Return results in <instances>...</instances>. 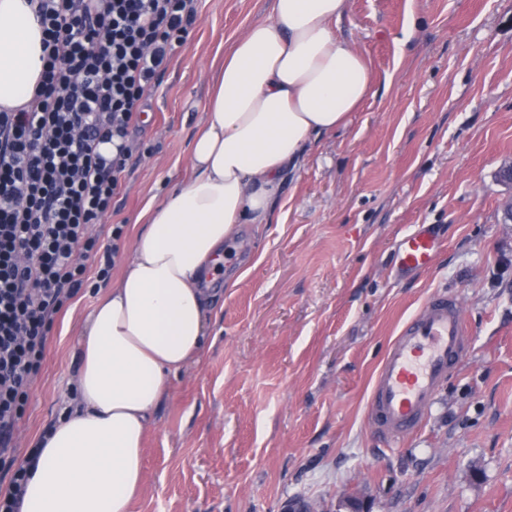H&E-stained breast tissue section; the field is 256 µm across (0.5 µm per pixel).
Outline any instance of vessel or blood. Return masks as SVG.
<instances>
[{
    "mask_svg": "<svg viewBox=\"0 0 512 512\" xmlns=\"http://www.w3.org/2000/svg\"><path fill=\"white\" fill-rule=\"evenodd\" d=\"M439 251L440 240L429 226L417 225L397 243V269L407 274L430 268ZM470 345V328L458 301L431 293L403 323L381 360L367 403L373 431L392 444L414 434Z\"/></svg>",
    "mask_w": 512,
    "mask_h": 512,
    "instance_id": "b4317fda",
    "label": "vessel or blood"
}]
</instances>
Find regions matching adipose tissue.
Returning a JSON list of instances; mask_svg holds the SVG:
<instances>
[{
    "mask_svg": "<svg viewBox=\"0 0 512 512\" xmlns=\"http://www.w3.org/2000/svg\"><path fill=\"white\" fill-rule=\"evenodd\" d=\"M349 0H270L225 53L195 132L189 175L140 213L132 252L78 342L75 403L25 461L17 512H130L144 443L169 380L206 342L207 286L242 225L267 224L304 149L347 124L374 88L336 27ZM42 28L28 0H0V108L32 99Z\"/></svg>",
    "mask_w": 512,
    "mask_h": 512,
    "instance_id": "adipose-tissue-1",
    "label": "adipose tissue"
}]
</instances>
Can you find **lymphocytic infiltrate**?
<instances>
[{
	"mask_svg": "<svg viewBox=\"0 0 512 512\" xmlns=\"http://www.w3.org/2000/svg\"><path fill=\"white\" fill-rule=\"evenodd\" d=\"M33 2L44 69L29 104L0 111V468L52 317L102 248L91 228L120 191L145 95L197 12L196 0Z\"/></svg>",
	"mask_w": 512,
	"mask_h": 512,
	"instance_id": "obj_1",
	"label": "lymphocytic infiltrate"
}]
</instances>
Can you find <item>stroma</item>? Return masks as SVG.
Here are the masks:
<instances>
[{"label": "stroma", "instance_id": "stroma-1", "mask_svg": "<svg viewBox=\"0 0 512 512\" xmlns=\"http://www.w3.org/2000/svg\"><path fill=\"white\" fill-rule=\"evenodd\" d=\"M269 0H199L152 87L110 222L109 280L54 315L14 435V466L54 425L78 335L132 247L134 222L188 175L214 63ZM340 36L367 55L375 92L288 170L267 224H246L210 289L200 355L173 376L148 431L132 512H512V0H351ZM430 225L435 265L394 270L398 240ZM457 296L470 353L422 428L391 446L368 426L372 380L431 292Z\"/></svg>", "mask_w": 512, "mask_h": 512}]
</instances>
